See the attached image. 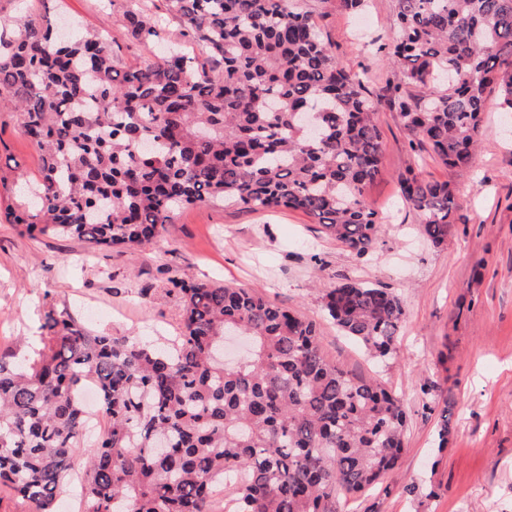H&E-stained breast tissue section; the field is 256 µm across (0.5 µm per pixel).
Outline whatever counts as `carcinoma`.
<instances>
[{"label": "carcinoma", "mask_w": 512, "mask_h": 512, "mask_svg": "<svg viewBox=\"0 0 512 512\" xmlns=\"http://www.w3.org/2000/svg\"><path fill=\"white\" fill-rule=\"evenodd\" d=\"M127 35L164 41L128 0ZM386 50L400 73L389 104L412 141L462 172L487 97L512 112V0H393ZM198 46L116 68L101 31L59 42L50 14L0 17V105L42 154L33 205L8 213L26 233L131 249L186 205L222 202L301 211L361 257L380 217L366 188L384 160L365 74L343 67L298 0H164ZM402 200L435 245L458 219L455 187L410 168ZM179 336L157 349L93 334L45 314L41 346L0 361V486L29 512H57L72 457L87 448L82 388L106 427L83 479L81 512H336V498L374 487L404 450L401 399L328 361L314 321L253 289L169 280ZM328 320L374 359L397 356L406 316L387 288L343 282L321 295ZM252 357L220 361L224 330Z\"/></svg>", "instance_id": "1"}]
</instances>
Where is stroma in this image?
I'll use <instances>...</instances> for the list:
<instances>
[{
    "label": "stroma",
    "mask_w": 512,
    "mask_h": 512,
    "mask_svg": "<svg viewBox=\"0 0 512 512\" xmlns=\"http://www.w3.org/2000/svg\"><path fill=\"white\" fill-rule=\"evenodd\" d=\"M333 45L337 61L368 70L384 144L381 174L366 198L382 219L370 255L358 257L299 212H253L221 204L178 211L160 237L126 250H92L75 238L19 233L6 214L22 202L19 181L38 178V148L0 108V357L21 362L49 308L94 333L157 344L177 335V276L253 288L312 319L332 363L377 378L401 398L405 451L387 490L339 497L338 512H512V118L489 97L470 170L417 161L386 97L395 70L383 47L393 34V0H369L363 17L337 0H300ZM125 0H0V17L56 14L69 27L106 30L118 65L156 59L161 49L133 44ZM456 186L458 220L447 241L416 232L418 214L399 196L407 168ZM364 281L399 294L406 318L398 355L377 364L324 317L321 292ZM452 416L448 446L435 439L443 406ZM434 490L406 493L408 484Z\"/></svg>",
    "instance_id": "35a3bbf8"
}]
</instances>
